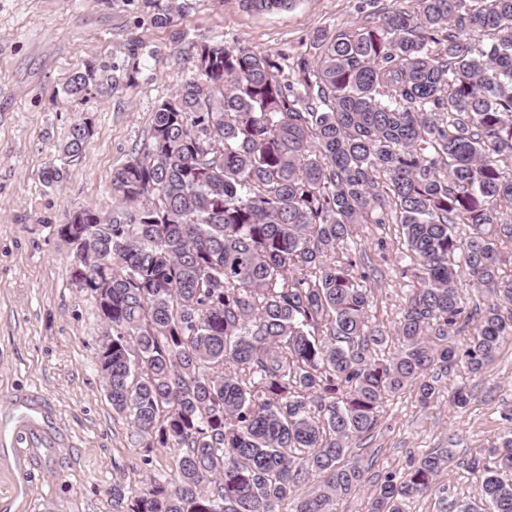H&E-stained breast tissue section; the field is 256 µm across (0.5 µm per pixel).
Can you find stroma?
<instances>
[{
	"instance_id": "stroma-1",
	"label": "stroma",
	"mask_w": 512,
	"mask_h": 512,
	"mask_svg": "<svg viewBox=\"0 0 512 512\" xmlns=\"http://www.w3.org/2000/svg\"><path fill=\"white\" fill-rule=\"evenodd\" d=\"M392 0H295L275 14L242 0H0V512H117L112 486L140 488L171 474L176 448H145L106 396L96 353L107 332L72 283L74 251L56 228L68 210L110 212L113 171L146 140L161 100L197 70L214 41L290 57L319 29L374 25ZM93 61L116 85L73 96L74 70ZM88 121L82 155L61 154L71 126ZM63 169L59 182L43 179ZM397 224H359L348 242L371 296L369 323L394 331L417 279ZM466 387L465 408L452 396ZM512 339L480 374L457 364L421 404L416 387L388 396L367 440L376 474L404 473L441 449L453 458L435 487L405 512H457L480 503L465 465L512 434ZM42 434L30 447L19 420Z\"/></svg>"
}]
</instances>
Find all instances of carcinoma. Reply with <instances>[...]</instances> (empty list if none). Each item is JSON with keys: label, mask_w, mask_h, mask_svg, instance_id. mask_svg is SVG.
Here are the masks:
<instances>
[{"label": "carcinoma", "mask_w": 512, "mask_h": 512, "mask_svg": "<svg viewBox=\"0 0 512 512\" xmlns=\"http://www.w3.org/2000/svg\"><path fill=\"white\" fill-rule=\"evenodd\" d=\"M274 13L294 0H244ZM77 67L67 93L98 81ZM90 134L72 125L64 158ZM512 0H410L374 26L317 30L281 56L197 48V74L156 108L147 139L112 174L120 203L79 209L76 287L111 280L96 362L112 410L146 448H181L170 478L131 491L126 512H332L366 482L348 459L377 408L419 400L457 362L477 374L512 337ZM401 225L418 267L390 335L336 255L355 224ZM468 224L463 241L452 229ZM112 249V266L102 253ZM491 302L466 309L461 275ZM475 324L467 340L458 337ZM468 469L485 512H512V436ZM448 451L376 482L370 512H404Z\"/></svg>", "instance_id": "carcinoma-1"}]
</instances>
